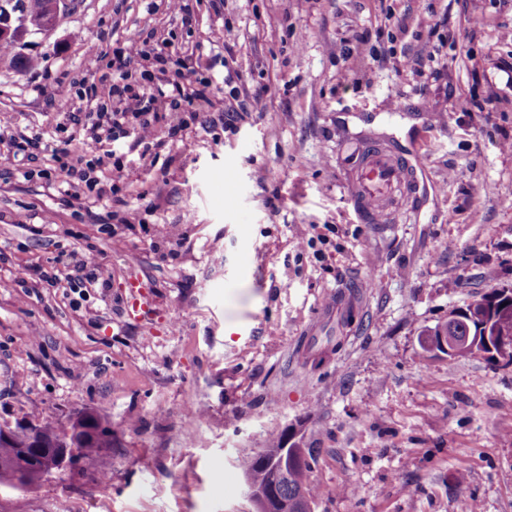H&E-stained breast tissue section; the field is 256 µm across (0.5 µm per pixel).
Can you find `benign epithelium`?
I'll list each match as a JSON object with an SVG mask.
<instances>
[{"instance_id":"1","label":"benign epithelium","mask_w":512,"mask_h":512,"mask_svg":"<svg viewBox=\"0 0 512 512\" xmlns=\"http://www.w3.org/2000/svg\"><path fill=\"white\" fill-rule=\"evenodd\" d=\"M73 7V0H46L42 13L29 14L17 0H0V38H13L15 43L19 44L28 34L49 33L56 27L60 17ZM438 342L450 359L465 358L487 349L500 362L512 360L510 337H461L454 335L452 327L444 326L440 329ZM96 419V414L83 408L72 411L64 421V427L70 437L57 444L44 436L40 425L33 422L25 423L26 437L18 456L32 465L30 478L33 484L42 483L73 469V463L77 459L75 436L80 434L82 439H87V431L93 428ZM295 439L294 435L288 437V445L282 446L273 456L263 449L254 455L260 464L273 470L271 484L266 486L254 485L250 479H245L248 498L254 512H310L311 504L304 491L301 490L296 496L288 498L278 495L274 490L283 477V473L276 467L277 460L288 455V451L299 448Z\"/></svg>"}]
</instances>
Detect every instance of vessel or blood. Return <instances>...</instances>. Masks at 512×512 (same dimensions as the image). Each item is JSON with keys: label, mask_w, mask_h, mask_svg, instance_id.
Returning a JSON list of instances; mask_svg holds the SVG:
<instances>
[{"label": "vessel or blood", "mask_w": 512, "mask_h": 512, "mask_svg": "<svg viewBox=\"0 0 512 512\" xmlns=\"http://www.w3.org/2000/svg\"><path fill=\"white\" fill-rule=\"evenodd\" d=\"M422 165L418 155L399 154L387 144L363 143L351 158L344 176L353 207L367 223H400Z\"/></svg>", "instance_id": "vessel-or-blood-1"}]
</instances>
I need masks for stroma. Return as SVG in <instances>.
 I'll return each mask as SVG.
<instances>
[{"mask_svg": "<svg viewBox=\"0 0 512 512\" xmlns=\"http://www.w3.org/2000/svg\"><path fill=\"white\" fill-rule=\"evenodd\" d=\"M190 6L186 26L169 0H76L17 46L32 66L0 64V131L42 146L0 156V275L59 277L0 288V422L112 424L97 468L0 485V512H252L244 463L292 431L317 451L313 512H512V364L420 343L512 287V0ZM134 31L170 57L151 91L209 95L180 109L199 115L186 141L158 127L156 165L91 146L119 191L79 208L41 171ZM230 108L234 129L206 126ZM366 139L426 155L405 223H362L341 183V149ZM74 250L109 289L75 284ZM358 288L349 327L307 335ZM355 311V301L351 295L347 293L339 294L336 293L335 297L327 299L319 308L320 316H331L336 313V318L342 314H346L347 311Z\"/></svg>", "mask_w": 512, "mask_h": 512, "instance_id": "1", "label": "stroma"}]
</instances>
